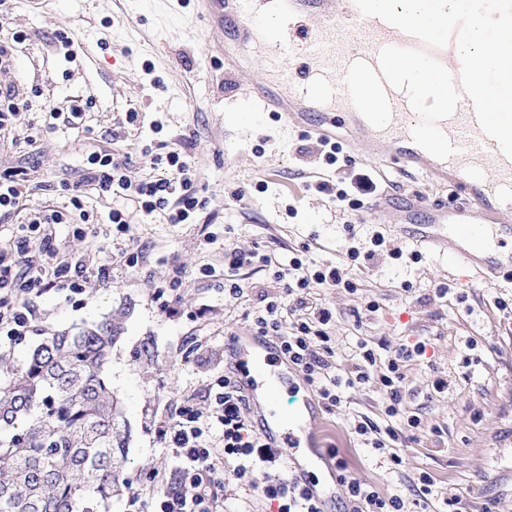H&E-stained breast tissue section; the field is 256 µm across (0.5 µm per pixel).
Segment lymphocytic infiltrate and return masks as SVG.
<instances>
[{"mask_svg":"<svg viewBox=\"0 0 512 512\" xmlns=\"http://www.w3.org/2000/svg\"><path fill=\"white\" fill-rule=\"evenodd\" d=\"M150 163L164 167V174L134 182L126 175L125 164L111 154L92 155L75 193L63 205L46 210L29 208L19 171L0 173V215H26L24 222L0 238V338L12 340L29 332L35 312L28 295L52 290L80 295L85 291L88 268L58 258L52 245L55 225H80L81 236L96 240L113 231L128 233L130 221L120 207L112 208L107 223H89L84 203L87 190L135 200L144 215L162 213L171 224L191 223L205 207L187 153H158L151 156ZM34 240L39 243L35 249L30 246ZM224 259L229 269L224 279L233 295L242 291L240 283L233 280L234 271L256 262L274 267L283 293L256 311L254 324L260 335L276 337L277 350L316 391L326 409L341 404L345 390L377 379L385 425L363 415L350 421L349 427L364 443L387 454L393 465H401L404 443L412 431L422 427L418 416L407 417L401 411L403 368L424 353V346L402 345L383 357L361 340L357 343V362L351 369L340 370L332 362L335 352L326 330L333 315L329 309L311 307L303 291L315 283L353 292L357 289L354 280L343 278L338 268H315L296 256L276 263L266 254L229 249ZM203 400L204 407L184 403L155 422L157 438L176 462V478L170 481L158 472L148 474L147 480L157 485V493L146 499L140 490H131L126 512H224V475L228 473L224 463L229 459L235 463L229 473L237 483L276 504V512H322L307 486L285 472L282 452L269 447L257 433L245 396L231 373L216 376ZM336 470L337 480L345 489L346 512H405L400 495L375 490L348 472L344 464H337Z\"/></svg>","mask_w":512,"mask_h":512,"instance_id":"1","label":"lymphocytic infiltrate"}]
</instances>
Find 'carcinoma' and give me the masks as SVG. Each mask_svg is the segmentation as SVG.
Returning <instances> with one entry per match:
<instances>
[{"instance_id":"obj_1","label":"carcinoma","mask_w":512,"mask_h":512,"mask_svg":"<svg viewBox=\"0 0 512 512\" xmlns=\"http://www.w3.org/2000/svg\"><path fill=\"white\" fill-rule=\"evenodd\" d=\"M112 316L42 338L27 362L0 358V512H97L129 488L128 430L105 369Z\"/></svg>"}]
</instances>
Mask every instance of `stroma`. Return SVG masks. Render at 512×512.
<instances>
[{
	"label": "stroma",
	"instance_id": "stroma-1",
	"mask_svg": "<svg viewBox=\"0 0 512 512\" xmlns=\"http://www.w3.org/2000/svg\"><path fill=\"white\" fill-rule=\"evenodd\" d=\"M11 18L27 39L0 68V86L26 95L36 84L41 93L22 126L0 130V172L23 168L30 207L63 204L66 185L81 178L90 155L112 154L139 181L155 174L146 152L176 149L189 154L207 200L191 224L144 216L135 201H123L128 234L97 245L75 237L73 225H57L60 257L89 266L86 291L33 298L34 332L0 342V355L19 364L42 336L111 317L117 340L106 378L130 430L133 487L151 496L146 473L173 468L152 419L200 401L227 364L226 337L255 335V311L281 292L273 268L253 266L237 275L242 294H225L224 251L236 248L279 259L299 254L355 279L352 293L317 284L308 290L310 305L333 314L327 331L338 365L356 362L361 339L378 350L426 345L404 368L401 407L420 416L423 429L403 448L399 468L345 430L361 414L383 423L376 382L345 391L329 411L300 381L280 390V414L310 407L320 452L336 449L380 491L412 499L408 480L426 471L436 490L459 497L458 512H512V338L495 333L512 308V283L457 284L456 270L400 239L389 214L369 212V198L349 191L363 170L373 173L380 193L396 197L421 192L454 206L463 199L457 188L433 186L388 158L351 159L344 146L336 163L326 164L310 129L273 121L244 86L220 93L208 45L222 34L196 18L189 0H15ZM61 32L72 38L70 47L58 42ZM89 98L94 105L78 124L47 127L49 109L65 113ZM132 109L139 119L130 125L125 114ZM265 169L276 170V179L263 180ZM325 182L330 190H322ZM339 189L346 200L336 197ZM377 234L384 237L379 247L372 244ZM132 248L139 259L131 268L121 254ZM102 266L107 276H97ZM206 266L216 276L203 275ZM176 272L183 284L167 290ZM437 379L447 381V392L434 390Z\"/></svg>",
	"mask_w": 512,
	"mask_h": 512
}]
</instances>
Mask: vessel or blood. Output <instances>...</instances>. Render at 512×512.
<instances>
[{
	"label": "vessel or blood",
	"instance_id": "1",
	"mask_svg": "<svg viewBox=\"0 0 512 512\" xmlns=\"http://www.w3.org/2000/svg\"><path fill=\"white\" fill-rule=\"evenodd\" d=\"M264 2L193 0L198 17L213 29H232L244 49L265 61L269 82L246 87L252 103L284 127L308 128L326 142L346 129L353 156L380 157L391 148L405 167L458 186L464 201L456 207L412 194L377 198L369 209L390 213L393 232L432 248L458 272L488 283L511 281L512 224L501 223L499 210L512 197V158L482 132L465 94L425 112L413 110L398 88L399 65L412 58L425 60L431 71L425 92H432L437 77L459 85L456 44L428 46L380 18L363 16L354 0H274L283 25L273 28L260 9ZM291 17L313 25H288ZM288 54L308 60L302 81L280 72L279 61ZM369 95L379 100L380 112L367 111ZM225 347L266 443L281 450L290 472L305 476L309 465L322 460L311 446L315 419L304 409L287 419L275 410L281 387L298 378L293 366L251 336L230 337Z\"/></svg>",
	"mask_w": 512,
	"mask_h": 512
}]
</instances>
